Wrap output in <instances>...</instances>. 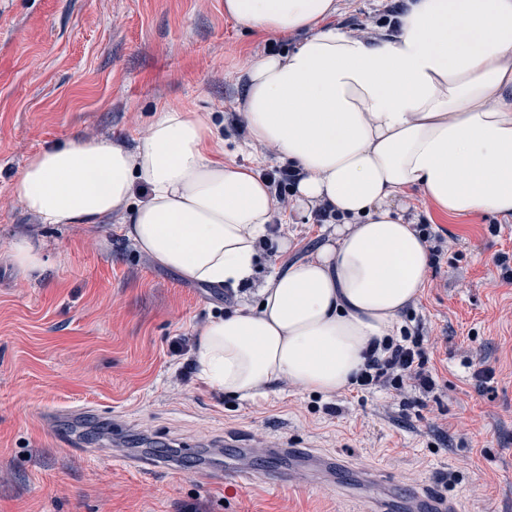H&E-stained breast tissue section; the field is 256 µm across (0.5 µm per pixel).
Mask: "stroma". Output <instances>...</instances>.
Returning <instances> with one entry per match:
<instances>
[{"label":"stroma","instance_id":"obj_1","mask_svg":"<svg viewBox=\"0 0 512 512\" xmlns=\"http://www.w3.org/2000/svg\"><path fill=\"white\" fill-rule=\"evenodd\" d=\"M299 41L244 31L224 0H0V512H418L425 495L512 512V281L496 264L512 255V217L411 202L407 219L444 250L400 317L433 343L436 386L417 410L402 406L412 392L325 396L282 379L240 399L178 381L170 338L257 298L157 265L111 221L39 223L14 192L33 153L135 146L166 106L209 114L225 163L280 166L277 148L244 147L236 105L247 68ZM321 231L280 225L258 277L308 255ZM22 236L40 244L42 272L12 264ZM480 368L494 371L483 386ZM137 455L158 468L123 465ZM234 468L253 481L233 483Z\"/></svg>","mask_w":512,"mask_h":512}]
</instances>
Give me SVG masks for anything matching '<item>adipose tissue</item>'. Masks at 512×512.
Segmentation results:
<instances>
[{
	"label": "adipose tissue",
	"mask_w": 512,
	"mask_h": 512,
	"mask_svg": "<svg viewBox=\"0 0 512 512\" xmlns=\"http://www.w3.org/2000/svg\"><path fill=\"white\" fill-rule=\"evenodd\" d=\"M224 12L251 32L305 36L247 69L239 107L247 145L275 146L302 172L294 214L336 215L310 255L255 285L272 189L225 164L208 118L177 107L132 148H43L15 191L42 223L112 216L187 280L257 287L261 309L201 333L195 362L209 386L251 398L287 378L333 394L422 293L429 251L404 217L409 192L452 216H512V0H408L397 33L373 39L329 26L336 0H224Z\"/></svg>",
	"instance_id": "ef3b65f1"
}]
</instances>
